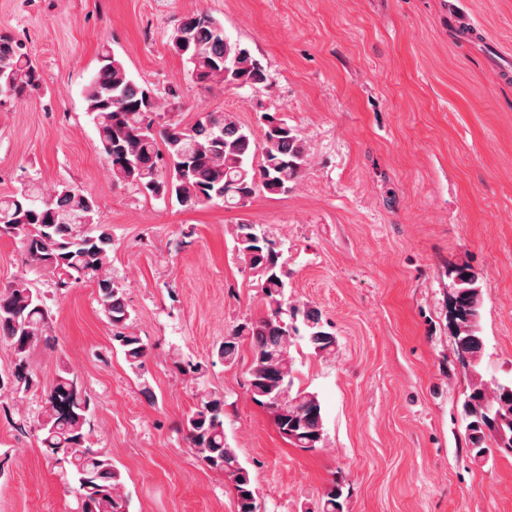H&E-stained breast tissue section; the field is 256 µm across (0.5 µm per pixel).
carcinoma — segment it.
I'll return each mask as SVG.
<instances>
[{
	"instance_id": "cac0c4a2",
	"label": "carcinoma",
	"mask_w": 512,
	"mask_h": 512,
	"mask_svg": "<svg viewBox=\"0 0 512 512\" xmlns=\"http://www.w3.org/2000/svg\"><path fill=\"white\" fill-rule=\"evenodd\" d=\"M169 45L203 87H255L267 80L264 66L249 48L227 37L223 24L207 13L185 17L172 31ZM98 62L83 100L101 152L112 158L114 182L192 209L219 201L227 208L245 207L260 193L286 194L298 181L309 157L308 145L277 113L260 115L259 137L231 112H211L184 125L175 118L182 108L176 89L160 97L149 83L132 78L123 59L108 49L101 51ZM41 86L28 40L1 31L0 100L29 96ZM0 232L20 237L32 261L58 272L56 288L66 290L85 277L96 281L100 304L114 329L112 345L142 377L146 347L141 337L119 331L129 319L128 304L124 290L108 273L112 233L101 221L96 199L69 182L59 183L45 198L39 185L29 181L16 193L0 196ZM233 250L259 276L266 314L238 323L217 358L234 363L240 344L250 341L248 391L253 401L269 411L290 445L313 450L324 440L322 404L316 394L294 388L290 351L304 341L314 354H330L336 336L320 309L288 301L280 251L260 225L237 224ZM448 277L453 286L448 318L456 332L457 352L469 357V372L475 377L463 405L466 453L475 463L491 444L512 448V424H507L512 421V380L489 388L480 373L481 273L464 264L450 268ZM49 320L41 292L24 282L0 288V340L10 345L14 356L11 372L0 373V382L11 381L8 388L0 385V405L1 397L37 385L30 353L46 335ZM73 381L64 371L45 392L35 425L42 451L69 468L80 512H130L121 471L112 457L89 444L91 399ZM196 399L183 422L192 449L209 469L231 480L237 512H260L250 471L224 435V397L200 390ZM343 500V487L335 483L304 512H340Z\"/></svg>"
}]
</instances>
